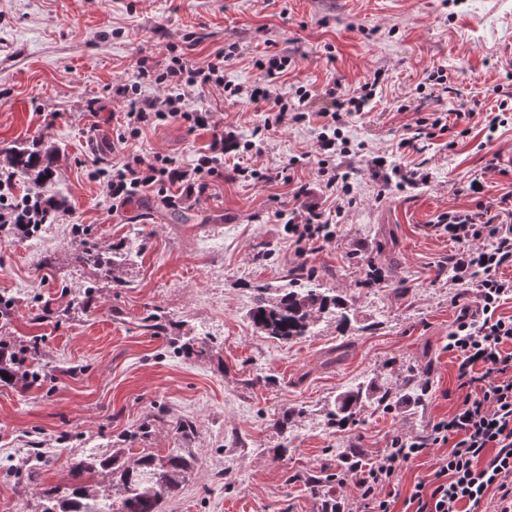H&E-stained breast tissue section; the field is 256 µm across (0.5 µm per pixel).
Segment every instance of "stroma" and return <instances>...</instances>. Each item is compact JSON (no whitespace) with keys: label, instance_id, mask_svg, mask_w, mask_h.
<instances>
[{"label":"stroma","instance_id":"35a3bbf8","mask_svg":"<svg viewBox=\"0 0 512 512\" xmlns=\"http://www.w3.org/2000/svg\"><path fill=\"white\" fill-rule=\"evenodd\" d=\"M507 42L512 0H0V151L56 148L43 189L61 202L36 235L0 230V300L10 305L0 338L36 341L32 365L41 375L30 388L0 382V512L38 509L17 449L38 439L57 445L43 484L62 487L71 452L108 453L124 435L136 453L188 447L198 457L164 512H322L324 493L349 499L354 487L310 490V476L335 468L344 452L376 455L393 435L448 416L460 396L458 361L447 350L458 309L441 263L455 246L434 225L512 190V65L500 54ZM171 43L196 65L233 48L224 78L244 86L261 78L256 57L286 54L293 64L281 87H305L314 111L328 106L326 88L348 92L381 73L375 98L345 129L366 152L340 161L350 202L318 191L322 157L308 126L264 131V112L195 87L188 108L211 110L221 129L257 145L226 154V167L275 169L279 178L228 174L197 200L178 185L146 188L110 208L92 177L97 168L129 153L187 165L212 137L173 122L117 141L127 103L116 85L139 61L167 65ZM438 69L441 85L428 79ZM502 103L507 121L495 132L479 123L463 138L450 129L397 150L418 118L471 108L486 116ZM383 153L402 171L429 174V183L383 189L365 163ZM475 179L483 193L469 192ZM299 182L314 187L313 201L339 224L335 239L304 261L327 270L325 287L351 298L361 328L343 336L325 320L314 336L283 344L255 329L248 312L252 286L284 284L303 261L273 217L296 207ZM116 244L137 254L118 287L104 275ZM372 266L381 281L368 287ZM152 313L169 328L146 329ZM177 336L208 340L207 356L174 354ZM410 370L429 383L422 406L371 407L345 429L325 425L322 409L337 394L371 378L394 389ZM287 409L295 416L283 436L273 421ZM157 413L163 422L141 437ZM180 418L195 421V439L176 432ZM282 442L288 452L274 459Z\"/></svg>","mask_w":512,"mask_h":512}]
</instances>
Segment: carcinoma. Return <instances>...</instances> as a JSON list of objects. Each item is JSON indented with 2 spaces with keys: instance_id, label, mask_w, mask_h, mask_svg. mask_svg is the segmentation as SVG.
<instances>
[{
  "instance_id": "1",
  "label": "carcinoma",
  "mask_w": 512,
  "mask_h": 512,
  "mask_svg": "<svg viewBox=\"0 0 512 512\" xmlns=\"http://www.w3.org/2000/svg\"><path fill=\"white\" fill-rule=\"evenodd\" d=\"M54 149L39 150L14 146L6 150L9 168L31 181L46 183L52 179ZM316 270L296 268L288 283L279 288L256 289L250 317L254 327L282 342L308 337L323 319L336 320L344 333L351 331L354 315L340 295L319 284ZM173 343L185 355L202 357L208 351L207 340ZM375 386L359 385L344 392L326 408L330 424L346 426L357 421L373 400ZM40 457L37 465L25 470L30 483L41 487V512H98L105 505L108 512H162L167 501L179 496L197 459L183 448H173L165 455L143 451L135 456L118 448L108 455L97 452L69 456L70 480L66 487H43L40 479L52 463L50 451L31 448Z\"/></svg>"
}]
</instances>
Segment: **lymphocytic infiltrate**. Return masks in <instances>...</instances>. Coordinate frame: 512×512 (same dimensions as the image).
<instances>
[{
	"instance_id": "obj_1",
	"label": "lymphocytic infiltrate",
	"mask_w": 512,
	"mask_h": 512,
	"mask_svg": "<svg viewBox=\"0 0 512 512\" xmlns=\"http://www.w3.org/2000/svg\"><path fill=\"white\" fill-rule=\"evenodd\" d=\"M224 52L213 61L193 66L180 54H172L165 71L156 73L138 67L133 81L118 85L116 95L125 99L124 130L118 143L139 138L144 128L169 122L188 124L193 129L212 128L213 115L204 108L187 110L185 90L214 86L229 96L245 100L265 110V130L277 131L294 124L314 122L313 132L321 152L327 157L349 156L351 141L343 129L347 115L364 111L374 94V83L367 82L356 96H345L328 88L329 108L308 110L310 93L297 89L294 95L282 93L279 82L292 60L288 56L266 54L256 59L262 74L260 84L244 87L224 79ZM166 89L162 98L142 94L143 84ZM253 141L239 140L233 133L214 131L203 152L193 162L181 165L169 156H127L98 168L93 177L103 185L109 200L126 202L140 189L155 185H184L187 194L204 195L210 179L224 171L225 154L252 151ZM16 175L0 169V224H45L51 210L43 193L15 192ZM311 188L297 185L294 198L299 206L285 222V231L297 256L320 251L336 236L335 225L325 222L317 205L311 204ZM512 214V193L496 206L475 214L451 211L438 224L458 246L449 255L450 283L472 289L477 306H464L448 335L447 348L459 361V378L467 392L448 417L431 423L421 435H396L376 457L355 455L350 471L354 478L352 500L337 499L329 512H392L390 490L398 486L402 473L428 449L449 445L439 457L433 479L417 480L406 500L414 512H488L489 501H496L498 512H512V316L498 315L501 304L512 298V224L503 219Z\"/></svg>"
}]
</instances>
